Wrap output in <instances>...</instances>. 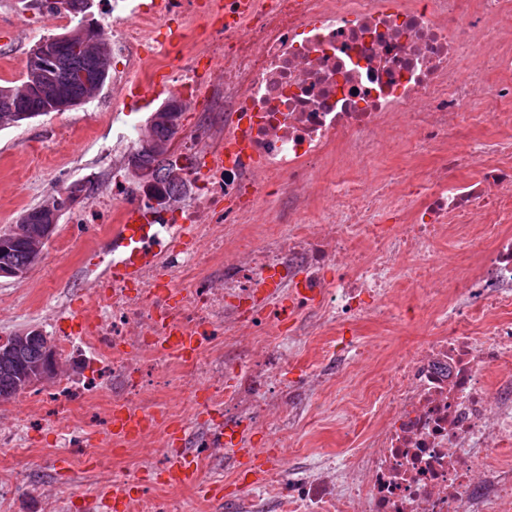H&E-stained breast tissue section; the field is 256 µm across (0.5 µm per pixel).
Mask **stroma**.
<instances>
[{"mask_svg":"<svg viewBox=\"0 0 512 512\" xmlns=\"http://www.w3.org/2000/svg\"><path fill=\"white\" fill-rule=\"evenodd\" d=\"M74 25L66 13L47 20L39 0H0V85L22 78L27 52L36 41ZM150 115L147 108L123 111L107 85L94 100L73 110L50 112L0 130V229L16 223L24 209L44 204L73 180L89 179L96 187H103L104 169L112 161L117 130L132 125L146 128ZM36 155L57 157L59 163L31 174L29 162ZM434 164V154H416L408 141L399 139L364 157L348 175L373 183L408 167L425 175ZM71 218V213H63L42 259L23 281L0 277V299L11 302L8 317L0 320L1 337L30 327L53 335L50 318L58 303H66L67 315L79 313L82 291L78 284L84 271L104 269L111 260L109 248H91L83 242ZM393 283L400 304L396 320L380 316L375 300L369 298L363 315L353 321L351 332H343L341 324L335 323L296 337L297 361L284 371V381L301 388L307 371L314 367L322 370L326 381L318 394L298 398L303 417L284 433L292 447L284 470L287 478H294L306 460L323 455L342 459L351 449L361 447L368 431L360 426L349 429L346 413L360 411L364 399L395 359L413 356L424 344L430 329L428 317L417 303L421 289L398 276ZM341 338L374 350L364 371L337 376L331 354ZM56 387L53 381L37 384L28 393L0 402V423L14 422L30 410L36 411L41 420L15 447H0V475H9L12 485L9 512H48L47 500L51 497L66 512H84L85 494L111 488L113 481L132 475L154 493L175 498L179 512H235L230 495L243 487L244 468L229 469L220 458L202 466L204 482L224 484L226 497L219 502L203 500L195 487L172 489L162 485L156 472L138 471L143 449L103 444L107 392H100L94 402H71L62 410L49 399ZM67 426L85 433L82 445L61 449V433Z\"/></svg>","mask_w":512,"mask_h":512,"instance_id":"obj_1","label":"stroma"}]
</instances>
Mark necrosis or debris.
Wrapping results in <instances>:
<instances>
[{
	"mask_svg": "<svg viewBox=\"0 0 512 512\" xmlns=\"http://www.w3.org/2000/svg\"><path fill=\"white\" fill-rule=\"evenodd\" d=\"M111 15L124 62L115 101L141 110L134 83L166 71L174 83L157 95L207 108L173 159L181 195L158 201L116 177L82 210L79 224L139 279L88 273L86 325L58 330L56 347L93 368L62 379L59 398L93 402L108 375L113 406L151 416L157 383L181 367L179 415L194 420L202 393L224 406L223 422L192 443L202 457L234 458L254 425L295 414L280 379L283 325L305 309L327 323L358 318L367 296L394 315L399 271L425 288L430 334L371 392L362 448L289 481L271 470L246 484L237 510L512 512V469L491 454L512 445V153L456 134L464 122L512 129V113L494 109L512 101V0H112ZM400 123L418 152L437 150L427 176L400 169L364 187L333 178ZM465 154L480 161L476 179L452 173ZM268 187L291 230L258 239L244 227L259 223ZM135 213L136 240L112 234ZM452 233L481 265L453 292L434 255ZM357 238L371 251L352 264ZM330 265L341 270L333 282Z\"/></svg>",
	"mask_w": 512,
	"mask_h": 512,
	"instance_id": "4bbe7bcc",
	"label": "necrosis or debris"
}]
</instances>
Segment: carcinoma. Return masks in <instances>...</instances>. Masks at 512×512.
<instances>
[{
	"label": "carcinoma",
	"instance_id": "1",
	"mask_svg": "<svg viewBox=\"0 0 512 512\" xmlns=\"http://www.w3.org/2000/svg\"><path fill=\"white\" fill-rule=\"evenodd\" d=\"M57 11L82 14L89 9L88 0H44ZM70 39L57 45L54 53L37 66L26 63L19 83L0 86V123L4 117H16L14 124L46 112L52 96L65 89L74 99L86 92V79L98 76L107 81L112 67V45L102 29L86 26L67 31ZM150 139L135 149L138 167L145 180L160 193H168L177 183L168 148L177 127L170 123L165 112L155 113L150 122ZM30 223L12 224L0 231V270L20 273L19 279L38 263L41 253L34 250L32 237L41 228L40 207L27 209ZM4 346L11 348L12 358L0 359V402L9 401L33 386L30 377L38 382L56 378L53 365L56 353L50 339L44 334L29 331L16 332L7 337Z\"/></svg>",
	"mask_w": 512,
	"mask_h": 512
}]
</instances>
